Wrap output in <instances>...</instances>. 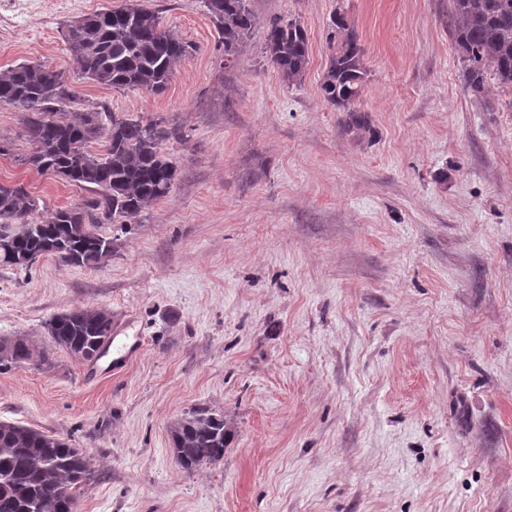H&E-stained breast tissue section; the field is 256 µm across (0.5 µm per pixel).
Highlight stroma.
I'll return each instance as SVG.
<instances>
[{
  "instance_id": "obj_1",
  "label": "stroma",
  "mask_w": 512,
  "mask_h": 512,
  "mask_svg": "<svg viewBox=\"0 0 512 512\" xmlns=\"http://www.w3.org/2000/svg\"><path fill=\"white\" fill-rule=\"evenodd\" d=\"M129 3L193 46L163 93L76 72L68 26ZM250 5L228 69L203 0H0V71L46 65L65 112L182 132L169 195L130 233L98 224L104 265L0 266V340L49 358L0 367V421L91 457L76 512H512V106L468 94L452 0ZM338 7L364 48L360 140L320 91ZM274 16L307 32L300 84L262 54ZM24 120L0 105V184L83 206L91 187L25 164ZM90 306L112 315L94 364L45 331ZM199 407L236 435L188 472L169 428Z\"/></svg>"
}]
</instances>
